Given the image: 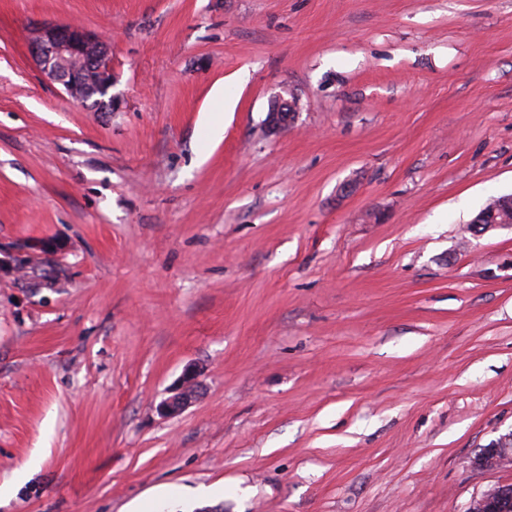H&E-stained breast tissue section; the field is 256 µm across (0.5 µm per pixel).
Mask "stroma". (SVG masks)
<instances>
[{
	"instance_id": "35a3bbf8",
	"label": "stroma",
	"mask_w": 512,
	"mask_h": 512,
	"mask_svg": "<svg viewBox=\"0 0 512 512\" xmlns=\"http://www.w3.org/2000/svg\"><path fill=\"white\" fill-rule=\"evenodd\" d=\"M71 21L109 39L113 111L28 54ZM509 195L512 0H0V248L56 246L0 280V512H466L512 484L474 463L512 432V229H470ZM299 101L294 94L286 93L273 96L268 102L265 125L271 130L287 127L298 113ZM197 387V374L194 371H188L184 375L182 383L172 390V395L160 403V413L172 415L183 410L195 396Z\"/></svg>"
}]
</instances>
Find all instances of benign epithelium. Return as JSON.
Instances as JSON below:
<instances>
[{
  "mask_svg": "<svg viewBox=\"0 0 512 512\" xmlns=\"http://www.w3.org/2000/svg\"><path fill=\"white\" fill-rule=\"evenodd\" d=\"M28 51L42 76L52 84L60 85L76 102L97 112H110L114 98L112 52L107 41L85 26L75 23L41 22L29 32ZM299 101L291 93L277 94L268 102L265 125L271 130L287 127L298 113ZM501 218L488 228L512 227V196L498 201ZM32 256L15 255L0 258V274L14 275L25 271ZM198 376L187 372L182 383L163 400L159 411L172 415L183 410L195 396ZM481 468H492L512 463V432L483 449L475 460ZM512 500V485H495L475 499L466 512H499L505 501Z\"/></svg>",
  "mask_w": 512,
  "mask_h": 512,
  "instance_id": "7a95c632",
  "label": "benign epithelium"
}]
</instances>
